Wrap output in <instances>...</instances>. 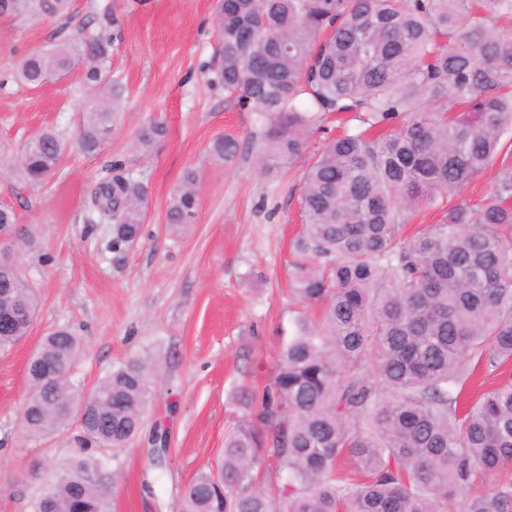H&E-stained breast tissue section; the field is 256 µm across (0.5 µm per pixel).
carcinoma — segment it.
Segmentation results:
<instances>
[{"mask_svg": "<svg viewBox=\"0 0 512 512\" xmlns=\"http://www.w3.org/2000/svg\"><path fill=\"white\" fill-rule=\"evenodd\" d=\"M69 0H0V16L61 17ZM512 0H222L216 34L224 90L264 119L261 170L302 153L315 115L353 114L365 128L326 136L302 175L305 224L293 241L291 292L317 302L302 312L271 384L239 390L243 416L224 453L184 488L177 512H512V483L477 493L512 469V379L460 405L472 359L512 361V165L480 205H446L450 193L492 168L512 130V34L496 27ZM111 42L76 38L22 58L13 79L37 88L75 68L95 102L77 140L98 152L124 97L111 74ZM162 122L143 124L150 149ZM65 143L52 129L22 148L21 172L53 175ZM233 138L213 141L222 160ZM94 206L112 222V248L141 235L145 183L121 159ZM196 176L185 173L166 224L193 223ZM440 219L406 239L408 215ZM40 306L19 266L0 268V311L17 316L0 352L28 335ZM28 363L27 432L120 449L141 428L155 369L132 357L89 393L71 380L83 354L66 328L45 334ZM45 353L59 373L37 369ZM353 461L354 470L342 467ZM283 474L279 497L255 489L257 471ZM101 456L82 448L33 502V512H107Z\"/></svg>", "mask_w": 512, "mask_h": 512, "instance_id": "obj_1", "label": "carcinoma"}]
</instances>
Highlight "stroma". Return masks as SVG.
<instances>
[{
  "mask_svg": "<svg viewBox=\"0 0 512 512\" xmlns=\"http://www.w3.org/2000/svg\"><path fill=\"white\" fill-rule=\"evenodd\" d=\"M220 0H72L70 18H0V205L38 241L16 259L40 298L29 335L0 353V512H31L44 486L34 461L64 466L74 439L29 435L22 413L27 363L40 338L66 327L84 339L73 380L92 389L131 357L160 379L141 431L105 451L109 512H176L183 488L224 452L241 410V386L263 388L299 309L288 295L292 241L302 230L300 177L321 141L285 168L258 166L262 123L217 80L215 13ZM112 40V72L125 87L118 123L87 155L74 136L91 97L81 71L30 89L10 74L25 55L68 42L76 30ZM162 121L164 137L136 149L139 128ZM50 127L66 143L47 184H30L14 161L25 141ZM238 141L231 159L209 154L218 137ZM120 158L148 186L140 241L110 244L91 223V192ZM197 173L195 221L180 235L168 202L186 170Z\"/></svg>",
  "mask_w": 512,
  "mask_h": 512,
  "instance_id": "stroma-1",
  "label": "stroma"
}]
</instances>
